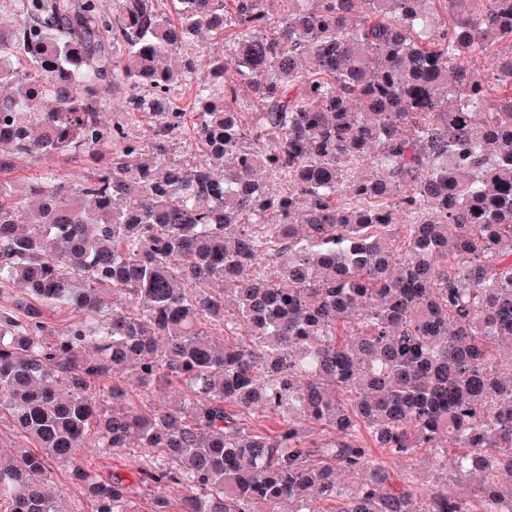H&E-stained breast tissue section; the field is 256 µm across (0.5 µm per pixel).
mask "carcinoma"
<instances>
[{"label": "carcinoma", "mask_w": 512, "mask_h": 512, "mask_svg": "<svg viewBox=\"0 0 512 512\" xmlns=\"http://www.w3.org/2000/svg\"><path fill=\"white\" fill-rule=\"evenodd\" d=\"M104 2L0 8V512L512 506V0ZM52 491L60 496L65 512H83L87 506L78 487L74 485L64 466H56L53 475L49 479Z\"/></svg>", "instance_id": "cac0c4a2"}]
</instances>
